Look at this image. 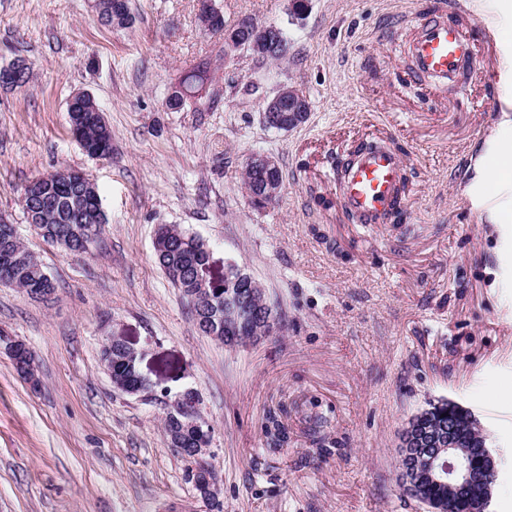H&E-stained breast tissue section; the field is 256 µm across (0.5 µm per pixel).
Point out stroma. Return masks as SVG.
<instances>
[{"mask_svg":"<svg viewBox=\"0 0 512 512\" xmlns=\"http://www.w3.org/2000/svg\"><path fill=\"white\" fill-rule=\"evenodd\" d=\"M227 21L281 28L288 53L223 55L200 0H131L135 21L100 25L90 0H0V65L31 64L0 88V212L56 284L36 302L0 283V330L35 352L38 388L0 350V512H211L163 429L165 394L197 391L214 428L211 463L223 512H423L398 482V433L427 401L469 409L500 457L490 512H512V223L492 224L460 189L490 132L511 118L491 83L494 34L461 105L406 75L418 13L443 0H213ZM210 80L176 112L181 76ZM310 110L289 131L265 126L280 87ZM89 93L112 152L87 156L67 101ZM380 134L407 163L396 224H353L340 209L336 161ZM275 158L280 198L252 206L249 157ZM86 173L106 222L84 255L47 245L23 186ZM210 249L205 274L235 263L277 310L269 336L228 348L200 334L153 257L160 225ZM138 351L146 391L113 387L104 339ZM288 444H266L270 418Z\"/></svg>","mask_w":512,"mask_h":512,"instance_id":"stroma-1","label":"stroma"}]
</instances>
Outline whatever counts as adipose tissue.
<instances>
[{
    "instance_id": "obj_1",
    "label": "adipose tissue",
    "mask_w": 512,
    "mask_h": 512,
    "mask_svg": "<svg viewBox=\"0 0 512 512\" xmlns=\"http://www.w3.org/2000/svg\"><path fill=\"white\" fill-rule=\"evenodd\" d=\"M475 8L490 26L502 30L497 43L500 84H512V0H476ZM476 175L465 190L476 210H488L494 224L512 222V123L493 132L486 142Z\"/></svg>"
}]
</instances>
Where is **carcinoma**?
I'll return each mask as SVG.
<instances>
[{
	"label": "carcinoma",
	"instance_id": "obj_1",
	"mask_svg": "<svg viewBox=\"0 0 512 512\" xmlns=\"http://www.w3.org/2000/svg\"><path fill=\"white\" fill-rule=\"evenodd\" d=\"M211 31H224L243 41L247 40V33L240 28L239 22L229 23L222 14L211 19ZM207 73V65L202 63L183 75L176 85L182 99L186 100L203 90ZM76 110L85 114L82 138L87 148L100 157L110 155L112 134L108 126L100 124L92 116V110L85 106L80 105ZM271 181H282L280 170L253 169L244 172V187L254 195L259 194L261 187ZM41 202L48 206V210L38 228L42 239L50 245L55 239L70 234L74 229L80 231L93 244L100 236V226L106 223L97 188L87 189L83 182H69L61 177L43 190ZM157 234L158 243L154 244V256L172 284L184 296L201 287L198 275L209 261V253L204 244L198 242L196 236L175 226L169 229L162 225ZM17 252H22V249L14 225L0 222V282L16 288L47 287L41 281V271L10 260ZM210 291L215 293L216 300L201 313L206 322V328L201 330L202 334L217 337L218 341L229 348L240 346L255 337L259 339L270 335L272 327L260 317V313L266 308V293L251 294L247 282L236 280L234 273L224 280V285L213 286ZM229 296L249 298L248 319L232 320L228 317L224 309V298ZM101 358L113 377L128 384L139 383L132 358L127 352L114 347L107 353H101ZM450 424L457 428L462 439H475L469 453L475 468H480L482 449L478 440L484 438L480 423L469 410L446 398L430 401L426 407L411 415L401 437L415 439L413 445L417 447H428L434 436L448 432ZM164 432L167 436L174 434L181 439L177 454L186 463L188 482L196 493H201L207 481L193 473L192 465L196 460L191 448L194 447L196 428L192 419L167 418L164 420ZM266 434L270 448H281L288 442L286 428L274 417L269 419ZM401 489L408 497L424 503L430 512H485L482 487L478 483L465 489H455L448 487L446 483L429 481L419 476L409 483L401 484Z\"/></svg>",
	"mask_w": 512,
	"mask_h": 512
}]
</instances>
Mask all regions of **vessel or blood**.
Instances as JSON below:
<instances>
[{
	"mask_svg": "<svg viewBox=\"0 0 512 512\" xmlns=\"http://www.w3.org/2000/svg\"><path fill=\"white\" fill-rule=\"evenodd\" d=\"M457 17L456 10L443 7L417 17L404 49L410 79L430 84L448 99L463 90L465 76L476 64L471 38ZM405 168L388 143L351 154L338 180L343 207L359 223H383L386 212L407 193Z\"/></svg>",
	"mask_w": 512,
	"mask_h": 512,
	"instance_id": "1",
	"label": "vessel or blood"
}]
</instances>
